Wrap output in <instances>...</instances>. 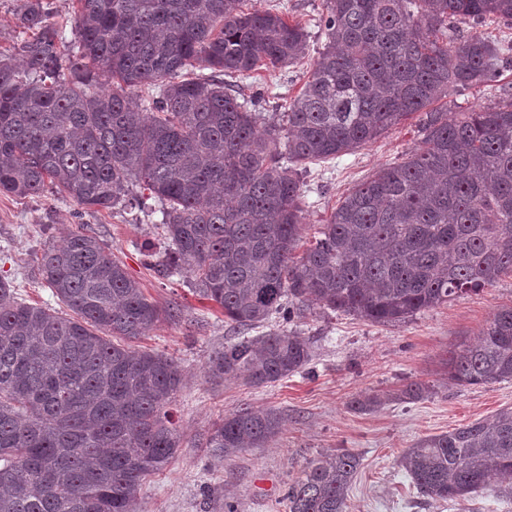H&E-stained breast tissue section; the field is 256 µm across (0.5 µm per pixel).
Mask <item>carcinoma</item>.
I'll use <instances>...</instances> for the list:
<instances>
[{
	"label": "carcinoma",
	"instance_id": "1",
	"mask_svg": "<svg viewBox=\"0 0 512 512\" xmlns=\"http://www.w3.org/2000/svg\"><path fill=\"white\" fill-rule=\"evenodd\" d=\"M241 2L73 0L68 39L44 0H25L20 61L0 52V194L95 212L157 199L165 247L153 270L186 273L234 327L297 324L310 302L398 323L512 274V91L496 86L512 42L458 27L512 23V0H326L325 46L282 122L262 129L259 97L239 101L226 78L297 65L308 31ZM142 86L154 94L138 107L130 93ZM495 86L477 110L435 107L451 88ZM420 112L422 146L303 241L306 165ZM36 261L72 315L0 281V512H139L144 482L181 441L168 410L178 362L131 345L165 311L95 234L48 243ZM311 361L300 332L270 331L224 343L209 372L262 387ZM445 368L461 388L512 380V306L478 343L450 348ZM428 394L411 382L390 398ZM281 425L274 409L242 407L207 447L230 460ZM359 465L349 451L310 461L288 484V512H344ZM401 466L434 502H465L492 474L512 498V407L419 440Z\"/></svg>",
	"mask_w": 512,
	"mask_h": 512
}]
</instances>
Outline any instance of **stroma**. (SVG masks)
<instances>
[{"mask_svg": "<svg viewBox=\"0 0 512 512\" xmlns=\"http://www.w3.org/2000/svg\"><path fill=\"white\" fill-rule=\"evenodd\" d=\"M247 2L309 21L310 50H322L326 38L312 20L325 13L326 0ZM308 76L305 66L261 69L242 82V94H264L263 110L271 118L287 111ZM423 138L419 118L412 117L365 146L312 164L304 176V236H313L355 185L382 166L403 162ZM82 229L109 245L149 298L176 311L139 341L140 348L173 356L182 373L171 409L182 444L166 469L143 485L140 512H225L228 501L235 512H288L289 483L316 456L340 450L360 457L346 512H512V501H497L493 484L465 503L428 501L399 464L402 452L419 439L512 407V381L460 389L449 385L444 367L451 346L477 339L501 307L512 305V274L396 324L377 325L312 307L301 326L313 350L308 369L249 388L234 378L216 382L208 376L213 353L242 331L225 323L218 306L194 296L186 275L155 274L142 245L159 246L163 239L148 212L122 207L77 211L49 197L0 195V279L27 303L60 309L34 255L46 242L61 243ZM411 381L428 385L429 395L414 402L390 401L372 412L351 408L354 399ZM246 405L276 409L282 418L278 436L229 460L206 448L213 425Z\"/></svg>", "mask_w": 512, "mask_h": 512, "instance_id": "obj_1", "label": "stroma"}]
</instances>
